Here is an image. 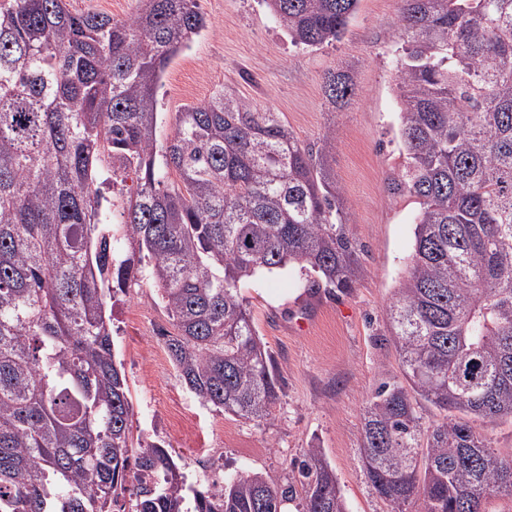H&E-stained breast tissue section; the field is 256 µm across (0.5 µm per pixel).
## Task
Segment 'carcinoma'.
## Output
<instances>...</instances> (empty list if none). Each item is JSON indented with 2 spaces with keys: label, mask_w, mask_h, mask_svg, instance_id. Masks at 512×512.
<instances>
[{
  "label": "carcinoma",
  "mask_w": 512,
  "mask_h": 512,
  "mask_svg": "<svg viewBox=\"0 0 512 512\" xmlns=\"http://www.w3.org/2000/svg\"><path fill=\"white\" fill-rule=\"evenodd\" d=\"M137 2L115 20L0 0V512H114L129 489L135 512H347L319 448L295 481L252 471L211 494L133 438L112 340L130 284L154 282L190 390L260 423L280 378L240 284L298 265L348 292L359 266L323 154L278 113L219 92L157 147L162 74L206 18L198 0ZM263 2L313 49L341 39L359 0ZM400 3L394 188L418 214L387 309L403 381L367 401L360 458L391 512H489L512 498V459L475 426L512 420V0ZM353 92L351 74L325 77L333 104ZM128 170L137 190L114 209L101 185ZM423 402L442 421L423 426Z\"/></svg>",
  "instance_id": "obj_1"
}]
</instances>
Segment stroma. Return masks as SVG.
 I'll return each mask as SVG.
<instances>
[{
	"instance_id": "obj_1",
	"label": "stroma",
	"mask_w": 512,
	"mask_h": 512,
	"mask_svg": "<svg viewBox=\"0 0 512 512\" xmlns=\"http://www.w3.org/2000/svg\"><path fill=\"white\" fill-rule=\"evenodd\" d=\"M207 26L166 69L157 89L156 138L165 144L179 112L217 92L276 112L301 141L321 147L349 208L362 250L350 292L312 287L293 266L241 285L282 382L271 420L247 421L202 404L178 377L161 334L170 320L140 280L114 311L113 341L134 410L133 435L163 444L198 489L220 492L249 471L284 482L308 448L335 470L348 512H390L359 461L361 416L379 384L401 378L386 307L406 275L418 206L393 191L399 155V0H359L340 41L293 46L261 0H199ZM354 77L344 108L329 104L327 73Z\"/></svg>"
}]
</instances>
